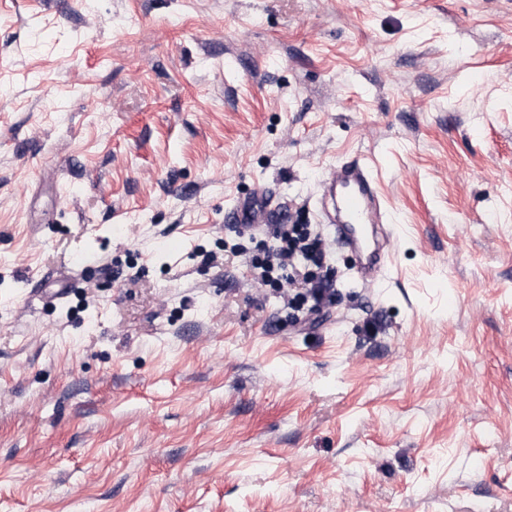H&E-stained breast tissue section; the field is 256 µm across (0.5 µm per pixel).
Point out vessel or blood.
Returning <instances> with one entry per match:
<instances>
[{
	"mask_svg": "<svg viewBox=\"0 0 512 512\" xmlns=\"http://www.w3.org/2000/svg\"><path fill=\"white\" fill-rule=\"evenodd\" d=\"M317 203L337 240L357 254V278L380 282L393 257V228L372 165L360 156L333 165L319 183Z\"/></svg>",
	"mask_w": 512,
	"mask_h": 512,
	"instance_id": "vessel-or-blood-1",
	"label": "vessel or blood"
}]
</instances>
